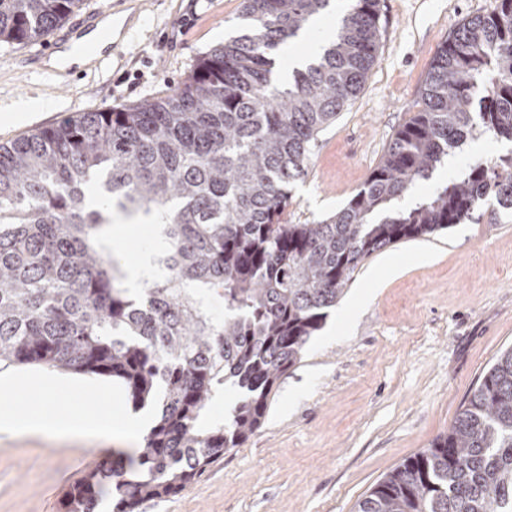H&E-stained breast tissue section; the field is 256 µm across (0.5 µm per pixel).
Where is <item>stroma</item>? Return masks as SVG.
Instances as JSON below:
<instances>
[{
	"label": "stroma",
	"instance_id": "obj_1",
	"mask_svg": "<svg viewBox=\"0 0 512 512\" xmlns=\"http://www.w3.org/2000/svg\"><path fill=\"white\" fill-rule=\"evenodd\" d=\"M243 0H83L66 20L108 10L120 26L87 66L51 69L47 41L0 47V143L78 112L122 108L175 87L216 45L246 31ZM498 0H380L377 61L361 94L319 135L305 176L292 188L288 221L310 224L344 206L379 162L395 130L416 110L429 63L469 16ZM347 7L332 0L278 50L281 79L291 60L313 57ZM32 101L26 120L8 119ZM512 145L476 141L451 168L403 200L447 182L452 168L486 162ZM128 262L163 247L153 223L129 224L119 243ZM397 261L396 275L373 273ZM362 310L349 312L357 294ZM512 346V216L500 224H456L367 258L299 364L269 397L261 427L225 452L180 494L139 512H351L405 458L448 432L484 372ZM120 441L0 433V512H60L63 493Z\"/></svg>",
	"mask_w": 512,
	"mask_h": 512
}]
</instances>
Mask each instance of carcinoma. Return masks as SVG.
Wrapping results in <instances>:
<instances>
[{"label": "carcinoma", "mask_w": 512, "mask_h": 512, "mask_svg": "<svg viewBox=\"0 0 512 512\" xmlns=\"http://www.w3.org/2000/svg\"><path fill=\"white\" fill-rule=\"evenodd\" d=\"M331 0H243L250 33L214 48L169 93L82 112L0 144V369L45 365L122 381L161 405L136 458L103 460L64 512H137L175 496L262 425L359 265L403 240L512 211V151L459 168L400 205L479 139L512 143V0L466 18L431 61L416 113L331 217L288 223L319 134L361 93L380 45L379 0H349L329 42L286 87L272 51ZM80 0H0V43L49 35ZM164 225L168 275L137 297L104 243L107 211ZM224 302L214 316L206 297ZM225 422L204 418L226 383ZM353 512H512V348L450 430L402 461Z\"/></svg>", "instance_id": "cac0c4a2"}]
</instances>
